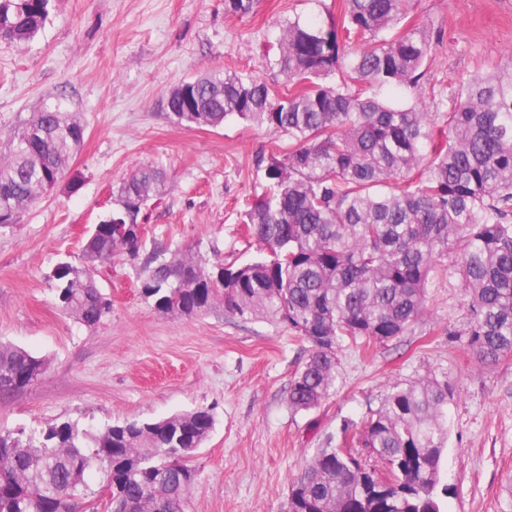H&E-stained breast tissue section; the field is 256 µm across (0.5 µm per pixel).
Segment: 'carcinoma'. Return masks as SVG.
I'll list each match as a JSON object with an SVG mask.
<instances>
[{
    "mask_svg": "<svg viewBox=\"0 0 512 512\" xmlns=\"http://www.w3.org/2000/svg\"><path fill=\"white\" fill-rule=\"evenodd\" d=\"M257 0H224L238 17ZM50 0H0V30L25 45L44 27ZM413 0H343L341 22L282 25L270 66L293 89L243 72L207 69L166 93L168 117L219 127L231 117L288 137L257 162L266 191L242 213L257 256L240 264L199 254L140 256L134 225L170 191L164 169L140 167L118 188L112 212L90 231L81 262L52 279L61 308L93 327L111 311L96 264L141 260V290L162 314L190 316L216 301L243 317L262 311L309 343L288 386V404L311 411L338 379V349L387 343L427 310L435 273L468 296L467 345L483 365L512 351V66L466 80L449 109L396 104L386 89L419 87L435 42L410 19ZM85 127L58 103L14 132L0 164V230L53 189L84 142ZM44 361L0 343V398L41 376ZM448 381L393 387L358 437L383 468L349 448H319L289 490L288 512H444L441 457L448 439ZM207 408L93 434L70 422L42 438L0 432V512H97L85 481L104 472L111 512H183L207 439Z\"/></svg>",
    "mask_w": 512,
    "mask_h": 512,
    "instance_id": "carcinoma-1",
    "label": "carcinoma"
}]
</instances>
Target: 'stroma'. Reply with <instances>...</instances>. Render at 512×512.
I'll list each match as a JSON object with an SVG mask.
<instances>
[{
	"mask_svg": "<svg viewBox=\"0 0 512 512\" xmlns=\"http://www.w3.org/2000/svg\"><path fill=\"white\" fill-rule=\"evenodd\" d=\"M340 12V0H259L243 18L226 14L224 0H51L34 40L0 39V157L13 133L55 101L86 128L67 177L0 231V341L48 363L0 399L1 430L68 421L97 433L206 407L215 425L190 460L185 512H288V487L306 456L342 443L343 424L361 429L389 386L433 376L457 392L441 460L446 512H512V353L487 367L469 351L458 280L433 278L427 311L404 336L342 346L335 394L308 413L287 398L308 345L280 321L234 316L220 302L194 316L161 314L125 256L99 270L112 311L95 327L57 305L52 271L77 261L122 179L149 163L164 167L171 190L151 213L145 243L228 263L255 256L241 213L263 191L257 158L287 138L237 118L180 126L162 101L208 68L285 85L266 65L281 24L324 23ZM416 13L439 38L415 93L423 103L512 57V0H417Z\"/></svg>",
	"mask_w": 512,
	"mask_h": 512,
	"instance_id": "35a3bbf8",
	"label": "stroma"
}]
</instances>
